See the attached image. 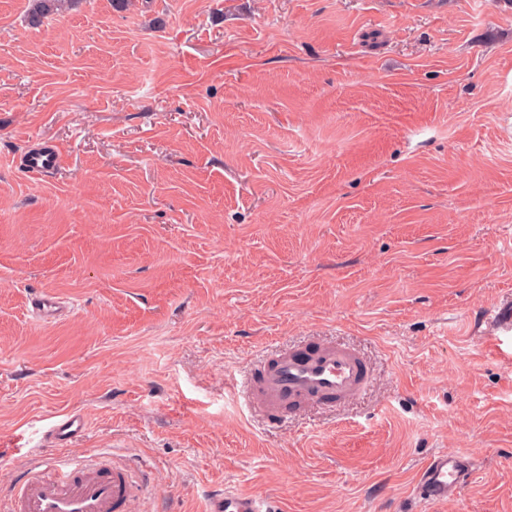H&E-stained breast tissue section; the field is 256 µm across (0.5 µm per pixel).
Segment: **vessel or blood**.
<instances>
[{"mask_svg": "<svg viewBox=\"0 0 512 512\" xmlns=\"http://www.w3.org/2000/svg\"><path fill=\"white\" fill-rule=\"evenodd\" d=\"M24 171L41 176L61 165L56 148L28 150ZM369 367L348 345L319 341L301 349L284 348L268 361L250 367L242 382L248 407L270 423L285 421L293 411L333 407L354 400L364 390ZM85 428L69 415L50 425L47 438L64 444ZM472 475L466 454L439 452L423 466L417 486L428 502L460 497ZM139 491L132 467L124 462L103 465L96 460L69 459L44 470L25 471L11 490L7 512H131ZM206 512H276L272 502L255 492L231 487L212 495Z\"/></svg>", "mask_w": 512, "mask_h": 512, "instance_id": "b4317fda", "label": "vessel or blood"}]
</instances>
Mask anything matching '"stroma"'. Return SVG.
Here are the masks:
<instances>
[{"label": "stroma", "mask_w": 512, "mask_h": 512, "mask_svg": "<svg viewBox=\"0 0 512 512\" xmlns=\"http://www.w3.org/2000/svg\"><path fill=\"white\" fill-rule=\"evenodd\" d=\"M0 0V508L96 452L135 512H512V0ZM57 146L46 177L20 157ZM67 302L34 317L35 297ZM310 336L373 374L271 425L232 381ZM80 414L61 447L44 433ZM467 452L461 498L413 492ZM33 7L29 12V24L38 27L43 19L52 14L62 12L64 6L78 0H32ZM205 512H276L267 498L255 492L225 487L224 492L212 495Z\"/></svg>", "instance_id": "1"}]
</instances>
